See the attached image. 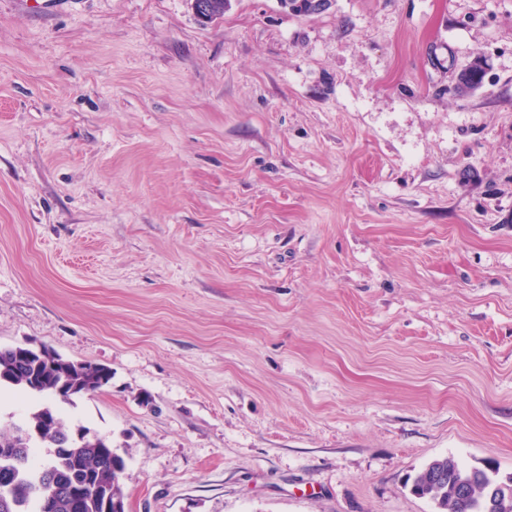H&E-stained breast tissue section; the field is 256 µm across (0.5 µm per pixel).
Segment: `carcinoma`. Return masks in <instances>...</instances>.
Listing matches in <instances>:
<instances>
[{"mask_svg": "<svg viewBox=\"0 0 512 512\" xmlns=\"http://www.w3.org/2000/svg\"><path fill=\"white\" fill-rule=\"evenodd\" d=\"M483 67L464 68L460 82L473 89ZM112 371L56 353L39 363L0 349V387H17L41 400L22 423L0 424V512H125L121 483L126 463L99 441L66 424L56 391L66 385L62 403L101 391ZM20 430L25 439L16 438ZM411 492L435 503L438 512H512V476L498 478L493 465L465 466L437 458L416 473Z\"/></svg>", "mask_w": 512, "mask_h": 512, "instance_id": "carcinoma-1", "label": "carcinoma"}]
</instances>
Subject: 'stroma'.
I'll list each match as a JSON object with an SVG mask.
<instances>
[{
    "label": "stroma",
    "instance_id": "stroma-1",
    "mask_svg": "<svg viewBox=\"0 0 512 512\" xmlns=\"http://www.w3.org/2000/svg\"><path fill=\"white\" fill-rule=\"evenodd\" d=\"M481 88L456 89L473 61ZM126 512H437L512 476V0H0V348ZM310 1V6H309ZM279 0L281 8L297 15H311L309 9L314 13H321L327 10L331 0ZM497 476L490 463L465 466L442 457L416 473L411 492L431 500L438 512H512V476L506 480Z\"/></svg>",
    "mask_w": 512,
    "mask_h": 512
}]
</instances>
